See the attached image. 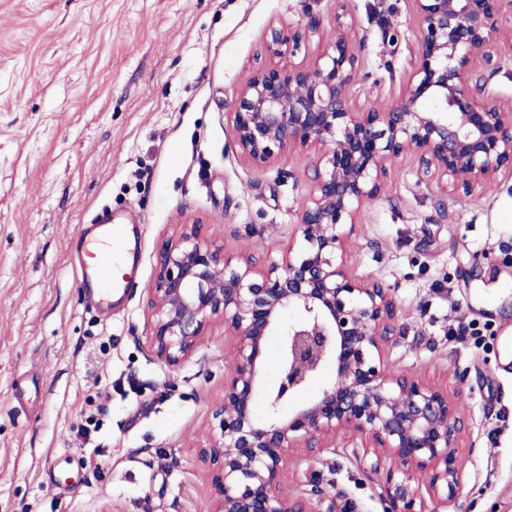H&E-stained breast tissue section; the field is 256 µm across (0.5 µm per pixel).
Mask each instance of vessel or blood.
<instances>
[{
    "label": "vessel or blood",
    "mask_w": 512,
    "mask_h": 512,
    "mask_svg": "<svg viewBox=\"0 0 512 512\" xmlns=\"http://www.w3.org/2000/svg\"><path fill=\"white\" fill-rule=\"evenodd\" d=\"M78 261L81 269L93 270L101 295L120 297L131 289V277L123 268L125 250L121 225H113L97 250L79 253Z\"/></svg>",
    "instance_id": "b4317fda"
}]
</instances>
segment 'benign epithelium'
<instances>
[{
    "mask_svg": "<svg viewBox=\"0 0 512 512\" xmlns=\"http://www.w3.org/2000/svg\"><path fill=\"white\" fill-rule=\"evenodd\" d=\"M413 2L418 61L389 106L352 98L361 43L345 0H336L331 38L312 15L296 28L270 25L265 52L273 63L235 94V146L245 159L263 166L293 146L317 152L298 243L260 268L254 257L210 241L194 222L158 251L146 329L156 359L182 366L216 322L237 342L201 450L215 469L213 512H347L353 504L342 495L320 510L315 475L318 500L279 493L289 450L318 448L338 433L373 449L369 468L389 485L428 473L429 512L460 492L458 404L446 389L388 370L382 352L397 344V302L390 289L350 272L346 229L384 191L387 163L404 155L418 159L424 177L466 195L512 170V100L489 91L490 77L473 68L494 44L512 53V0ZM315 39L324 46L312 68L279 64ZM293 309L300 318L285 320ZM275 334L279 384L267 389L266 342ZM328 366L332 376L312 398L285 408Z\"/></svg>",
    "mask_w": 512,
    "mask_h": 512,
    "instance_id": "7a95c632",
    "label": "benign epithelium"
}]
</instances>
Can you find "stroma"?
<instances>
[{"mask_svg":"<svg viewBox=\"0 0 512 512\" xmlns=\"http://www.w3.org/2000/svg\"><path fill=\"white\" fill-rule=\"evenodd\" d=\"M363 68L359 103L387 107L418 59L411 0H349ZM335 0H0V512H212L207 446L234 337L204 336L173 369L145 338L161 242L204 224L259 263L295 235L314 155L257 167L227 117L268 64L271 23L309 15L332 32ZM397 25V44L383 39ZM385 193L347 242L354 273L399 306L391 371L458 390L462 496L444 512H512V173L471 195L389 163ZM131 215L137 285L94 299L72 252ZM465 327L457 338V327ZM97 430L77 432L86 416ZM360 441L291 453L281 491L345 492L356 512L395 494Z\"/></svg>","mask_w":512,"mask_h":512,"instance_id":"35a3bbf8","label":"stroma"}]
</instances>
